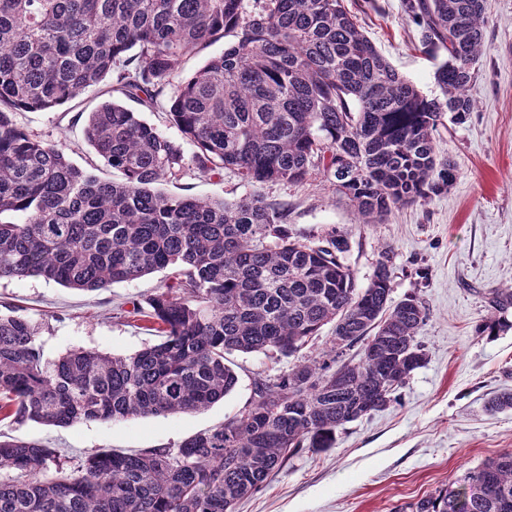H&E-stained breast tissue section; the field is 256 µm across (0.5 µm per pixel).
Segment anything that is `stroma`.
<instances>
[{
	"mask_svg": "<svg viewBox=\"0 0 512 512\" xmlns=\"http://www.w3.org/2000/svg\"><path fill=\"white\" fill-rule=\"evenodd\" d=\"M365 34L405 78L437 95L434 73L441 58L426 49L401 0H345ZM483 52L466 93L474 112L457 121L445 117L437 142L459 166L447 194L396 208L381 224L361 223L320 176L291 184L268 182L252 188L232 170L201 173L195 146L172 124L164 107L150 110L134 100L126 105L179 142L185 167L166 182L174 195L232 200L259 191L289 207L287 228L308 242L330 227L348 237L345 262L357 288L369 284L383 253L392 257L390 298L419 297L429 310L417 340L425 353L391 402L336 434L334 448L304 450L288 458L265 486L235 512H394L441 488L454 489L465 472L486 459L512 452V411L492 415L487 400L512 390V308L509 327L482 336L479 325L492 312L489 294L512 288V0H489ZM102 81L51 110L17 113L15 119L87 169L97 157L86 143L90 112L107 100H123ZM170 277L159 271L103 291L82 292L40 277L0 281V311L16 310L39 329L44 360L73 349L128 356L152 344L134 306ZM332 329L293 356L233 353L235 389L208 409L167 417L124 421H84L69 427L0 421V434L36 440L66 454L71 463L102 450L138 453L177 449L188 437L238 415L250 403L253 382L273 377L298 361L320 357L331 346Z\"/></svg>",
	"mask_w": 512,
	"mask_h": 512,
	"instance_id": "stroma-1",
	"label": "stroma"
}]
</instances>
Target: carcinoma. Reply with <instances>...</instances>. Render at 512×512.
I'll use <instances>...</instances> for the list:
<instances>
[{"instance_id": "1", "label": "carcinoma", "mask_w": 512, "mask_h": 512, "mask_svg": "<svg viewBox=\"0 0 512 512\" xmlns=\"http://www.w3.org/2000/svg\"><path fill=\"white\" fill-rule=\"evenodd\" d=\"M402 8L442 55L439 97L397 72L344 0H0V280L98 291L173 269L147 307H134L160 342L129 356L78 349L47 362L38 328L0 313V414L68 427L197 412L236 386L226 355L289 357L333 325L328 358L256 379L249 406L176 450L100 451L65 469L39 441L0 439V470L26 476L0 479V512H234L288 456L333 447L341 427L385 407L423 365L427 308L415 296L390 304L389 253L359 289L334 226L305 243L285 227L288 206L256 193L158 190L182 174L181 146L117 101L91 113L84 133L119 182L75 167L14 119L108 75L124 96L156 105L188 52L230 37L169 98L197 168L230 169L252 186L315 172L363 223L381 224L456 181L436 133L445 113L461 121L474 110L465 88L487 21L486 0ZM359 343V359H345ZM487 410H512V391ZM397 512H512V452Z\"/></svg>"}]
</instances>
